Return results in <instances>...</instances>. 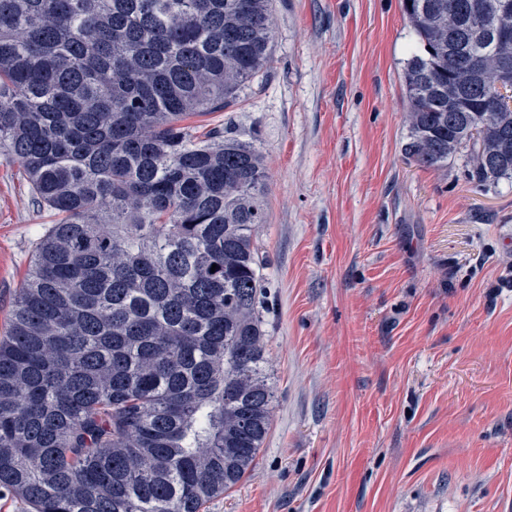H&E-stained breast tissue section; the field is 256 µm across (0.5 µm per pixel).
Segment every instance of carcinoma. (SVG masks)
Returning <instances> with one entry per match:
<instances>
[{
	"instance_id": "carcinoma-1",
	"label": "carcinoma",
	"mask_w": 512,
	"mask_h": 512,
	"mask_svg": "<svg viewBox=\"0 0 512 512\" xmlns=\"http://www.w3.org/2000/svg\"><path fill=\"white\" fill-rule=\"evenodd\" d=\"M499 0H402L417 165L512 179ZM272 0H0V153L57 220L0 339V494L31 512H203L254 467L274 393L261 151L187 120L271 61ZM216 270H211V267ZM512 94V66L510 61L504 59L500 65L498 72V80L495 84L494 93L487 99L485 103L486 112H500L503 102L508 101L509 107H511Z\"/></svg>"
}]
</instances>
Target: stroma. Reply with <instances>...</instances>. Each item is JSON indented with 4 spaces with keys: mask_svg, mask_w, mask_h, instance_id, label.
<instances>
[{
    "mask_svg": "<svg viewBox=\"0 0 512 512\" xmlns=\"http://www.w3.org/2000/svg\"><path fill=\"white\" fill-rule=\"evenodd\" d=\"M269 66L199 117L265 157L271 429L207 512H512V180L406 158L400 0H273ZM54 215L0 154V335Z\"/></svg>",
    "mask_w": 512,
    "mask_h": 512,
    "instance_id": "1",
    "label": "stroma"
}]
</instances>
